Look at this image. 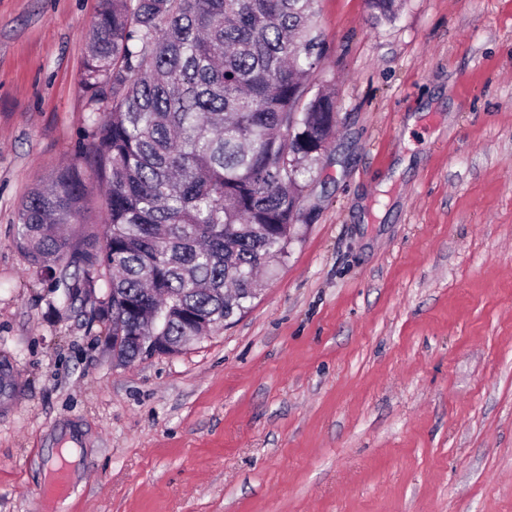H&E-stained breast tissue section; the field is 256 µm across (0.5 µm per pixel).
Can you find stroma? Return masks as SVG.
I'll return each instance as SVG.
<instances>
[{
  "mask_svg": "<svg viewBox=\"0 0 512 512\" xmlns=\"http://www.w3.org/2000/svg\"><path fill=\"white\" fill-rule=\"evenodd\" d=\"M100 0H0V512H512V0H315L336 134L241 314L118 362L15 244L94 134ZM90 181L74 236L103 234Z\"/></svg>",
  "mask_w": 512,
  "mask_h": 512,
  "instance_id": "35a3bbf8",
  "label": "stroma"
}]
</instances>
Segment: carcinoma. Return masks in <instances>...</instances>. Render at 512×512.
<instances>
[{"label":"carcinoma","instance_id":"carcinoma-1","mask_svg":"<svg viewBox=\"0 0 512 512\" xmlns=\"http://www.w3.org/2000/svg\"><path fill=\"white\" fill-rule=\"evenodd\" d=\"M368 2L379 20L399 8ZM324 52L312 0H102L80 74L94 139L23 201L29 268L71 270V302L106 279L111 336L179 353L224 325L296 237L301 176L336 126L335 91L309 82ZM87 169L107 187L101 241L63 231Z\"/></svg>","mask_w":512,"mask_h":512}]
</instances>
